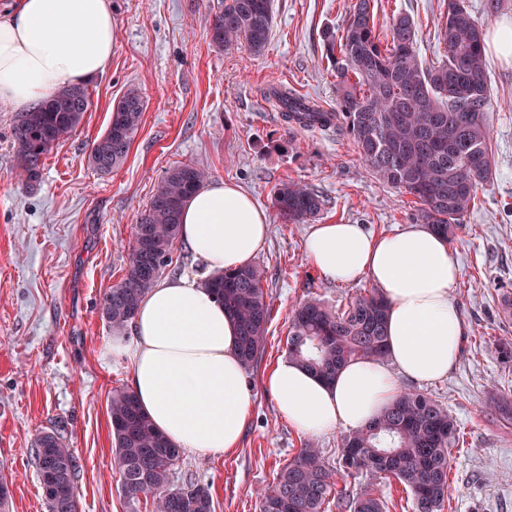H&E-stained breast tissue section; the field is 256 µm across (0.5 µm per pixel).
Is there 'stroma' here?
<instances>
[{"label":"stroma","instance_id":"stroma-1","mask_svg":"<svg viewBox=\"0 0 512 512\" xmlns=\"http://www.w3.org/2000/svg\"><path fill=\"white\" fill-rule=\"evenodd\" d=\"M219 0H112V60L88 82L92 104L79 127L44 160L29 187L18 167L11 129L16 112L0 103V480L6 512H48L31 450L39 432L54 431L79 464V512H129L112 450L113 390L130 368L112 355L114 331L102 320L103 294L124 277L133 224L165 171L195 161L212 180L249 193L269 219V237L253 259L263 266L272 313L265 347L247 377L252 406L238 446L218 455L183 452L175 483L210 488L215 512H259L257 492L305 443L330 467L341 456L344 429L307 436L283 419L265 379L285 357L288 319L314 297L337 307L368 294V278L328 281L307 260L308 224H288L272 205L281 181H302L325 201L320 224H359L393 234L411 225L408 195L379 182L353 143L336 129L290 126L260 95L270 84L336 109V72L322 33L345 24L352 0H272L273 26L263 55L221 51L210 41ZM377 32L406 14L417 24L424 64L440 62V18L446 0H373ZM494 161L490 180L448 248L460 268L454 299L464 335L455 368L432 382L401 387L441 401L458 422L443 512H512V426L488 414L490 383L512 388V366L495 343L512 339L500 313L512 290V62L488 55ZM138 89L146 110L124 162L104 175L88 156L107 129L113 106ZM337 489L381 490L387 512H412L397 480L338 472Z\"/></svg>","mask_w":512,"mask_h":512}]
</instances>
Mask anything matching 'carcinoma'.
Returning <instances> with one entry per match:
<instances>
[{
  "instance_id": "carcinoma-1",
  "label": "carcinoma",
  "mask_w": 512,
  "mask_h": 512,
  "mask_svg": "<svg viewBox=\"0 0 512 512\" xmlns=\"http://www.w3.org/2000/svg\"><path fill=\"white\" fill-rule=\"evenodd\" d=\"M371 2L356 0L343 28L324 33L326 57L339 78L338 109L328 111L278 87L268 88L263 96L290 124L304 128L317 121L323 128L341 126L382 183L415 198L416 220L451 242L479 186L492 174L485 30L464 0H448L440 28L444 58L431 68L419 57L414 21L407 15L392 19L390 40L381 44L374 32ZM272 24L271 0H221L210 28L211 42L259 56ZM90 106L88 87L81 84L64 87L16 115L11 136L27 185L40 182L43 158L80 125ZM144 110L143 98L131 100L126 95L113 106L110 124L89 154L96 170L110 173L125 159ZM207 178L206 168L196 162L169 168L136 217L127 273L99 302L101 316L112 329L123 330L132 322L142 297L172 263L182 210ZM272 202L290 224L316 218L324 205L317 193L294 180L280 182ZM264 281L265 270L256 264L205 281L237 322L238 351L247 372L262 352L270 319ZM386 323L387 301L377 288L336 309L306 299L289 320L288 358L332 380L352 359L385 358ZM485 408L511 424L512 391L490 389ZM110 415L120 487L130 505L150 495L155 512H214L209 488L192 482L172 484V467L182 449L155 429L131 389L112 391ZM458 438L456 421L442 404L424 393L402 390L376 419L344 437L340 470L392 477L409 489L413 512H442ZM43 448L65 465L67 500L74 504L64 511L47 497L48 512H78L79 463L74 450L55 432L39 434L32 456L40 475ZM335 486V470L321 449L309 445L261 492L260 512H327ZM349 508L386 512V502L379 490L365 487Z\"/></svg>"
}]
</instances>
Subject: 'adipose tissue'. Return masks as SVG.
Masks as SVG:
<instances>
[{
  "instance_id": "obj_1",
  "label": "adipose tissue",
  "mask_w": 512,
  "mask_h": 512,
  "mask_svg": "<svg viewBox=\"0 0 512 512\" xmlns=\"http://www.w3.org/2000/svg\"><path fill=\"white\" fill-rule=\"evenodd\" d=\"M111 0H16L0 14V102L27 111L112 59ZM268 231L265 212L238 186L206 183L181 215L180 237L202 276L159 279L144 296L130 336L112 340L130 363L129 387L155 428L177 447L205 455L235 448L251 394L237 326L203 276L251 263ZM329 281L368 276L388 302L387 355L355 360L325 381L281 359L267 378L280 415L300 433L356 430L387 407L401 379H443L460 352L454 301L460 271L447 242L417 224L385 236L358 224H315L304 245Z\"/></svg>"
}]
</instances>
